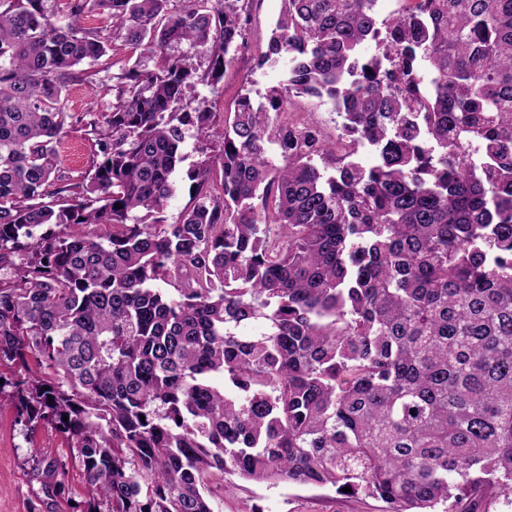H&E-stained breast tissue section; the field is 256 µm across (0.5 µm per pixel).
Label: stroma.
Listing matches in <instances>:
<instances>
[{
	"label": "stroma",
	"instance_id": "obj_1",
	"mask_svg": "<svg viewBox=\"0 0 512 512\" xmlns=\"http://www.w3.org/2000/svg\"><path fill=\"white\" fill-rule=\"evenodd\" d=\"M283 4L282 0H252L251 23L248 28L249 49L224 75L219 89L196 84L186 95L190 105L200 101L213 104L217 113L234 108L239 95L252 98L277 85L281 67H257V57L266 51L268 39ZM110 53L112 68L100 72L95 84L73 85L66 97L68 111L85 120H101L115 101L113 77L134 62L153 68L151 60H138L136 52L113 40ZM93 143L85 129L68 134L61 149L60 173L69 182L80 181L90 170ZM56 462L67 472V491L59 495L44 487L38 477L47 462ZM87 485L78 462L74 460L67 441L52 425H40L35 431L18 421L15 407L0 404V512H73V503L86 501ZM214 512H386L385 503L364 497H347L332 487H310L291 484H258L228 476L222 489L212 497Z\"/></svg>",
	"mask_w": 512,
	"mask_h": 512
}]
</instances>
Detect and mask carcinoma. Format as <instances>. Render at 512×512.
I'll return each mask as SVG.
<instances>
[{
  "label": "carcinoma",
  "mask_w": 512,
  "mask_h": 512,
  "mask_svg": "<svg viewBox=\"0 0 512 512\" xmlns=\"http://www.w3.org/2000/svg\"><path fill=\"white\" fill-rule=\"evenodd\" d=\"M249 2L67 0L60 21L0 0L8 397L75 451L87 512H213L226 475L488 512L512 490V0H409L380 24L376 0H284L257 59L288 57L284 79L219 126L182 102L248 50ZM95 11L112 37L81 25ZM112 38L156 65L117 76L92 173L65 184V98ZM304 97L336 136L281 118ZM186 126L220 148L181 173ZM179 173L196 193L169 224Z\"/></svg>",
  "instance_id": "carcinoma-1"
}]
</instances>
